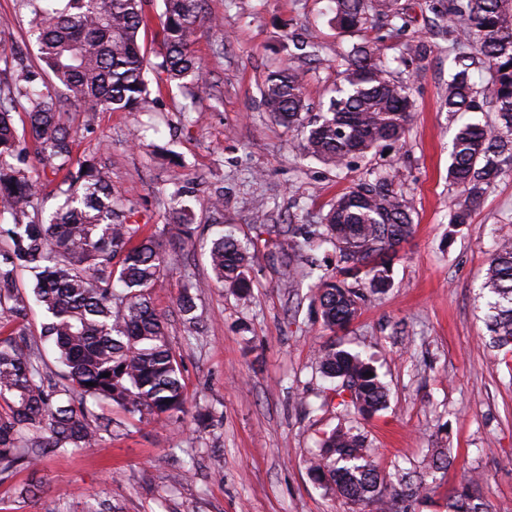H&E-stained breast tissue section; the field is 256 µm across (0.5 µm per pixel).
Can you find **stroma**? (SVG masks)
<instances>
[{
  "instance_id": "35a3bbf8",
  "label": "stroma",
  "mask_w": 512,
  "mask_h": 512,
  "mask_svg": "<svg viewBox=\"0 0 512 512\" xmlns=\"http://www.w3.org/2000/svg\"><path fill=\"white\" fill-rule=\"evenodd\" d=\"M412 24L340 32L329 0H207L220 19L203 27L195 51L207 91L162 90L151 110L77 112L61 121L76 132L78 154L112 162V187L136 209L146 232L165 230L168 269L153 294L186 387L188 414L161 425L111 406L123 424L98 447L44 459L0 482V512H349L307 462L324 432L359 424L376 464L389 473L424 470L439 450L451 464L429 477L414 512H446L449 491L481 476L490 512H512V354L485 344V271L497 233L512 234V172L496 179L469 223L453 226L448 183L456 127L441 108L448 43L431 40L421 61L399 65L414 108L404 144L343 170L303 156L302 134L276 124L260 103L268 72L287 62L292 31L320 45L306 76L312 107L328 102L352 43L381 40L397 57L406 37L423 36L425 0H397ZM395 172L412 206L414 229L392 264L391 285L364 301L359 317L333 334L320 317L303 267L285 274L269 254L280 231L320 223L336 196L374 171ZM182 191L196 213V246L174 233L171 196ZM222 197L221 210L210 201ZM257 243L248 297L213 283L207 261L219 225ZM195 287L201 322L187 330L176 301ZM370 359L390 391L386 410L367 420L346 412L314 357L329 342ZM191 471L178 483L177 473ZM38 483L37 496L20 488Z\"/></svg>"
}]
</instances>
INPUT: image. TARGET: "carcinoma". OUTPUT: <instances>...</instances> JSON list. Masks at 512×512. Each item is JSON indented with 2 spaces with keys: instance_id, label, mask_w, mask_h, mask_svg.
I'll return each instance as SVG.
<instances>
[{
  "instance_id": "obj_1",
  "label": "carcinoma",
  "mask_w": 512,
  "mask_h": 512,
  "mask_svg": "<svg viewBox=\"0 0 512 512\" xmlns=\"http://www.w3.org/2000/svg\"><path fill=\"white\" fill-rule=\"evenodd\" d=\"M147 0H16L15 17H28L39 65L22 54L0 85V211L10 215L9 244L0 249V315L19 318L17 271L32 276V292L47 321L41 344L63 366L47 370L39 348L28 347L20 327L0 341V482L49 455L93 447L123 422L97 414L88 402L117 406L129 414L169 422L185 412L187 398L180 367L152 292L167 269L162 245L132 220L135 208L112 191V168L99 155L74 159L75 139L59 112L68 101L81 112H141L153 104L149 62L140 31L148 26ZM333 22L344 33L388 25L403 32L406 13L393 0H334ZM434 25L458 52L448 76L442 108L448 113H495V121L460 125L452 139L448 181L457 190L450 223L467 224L498 175L512 170V0H429ZM217 19L205 0H164L162 60L154 69L178 87L185 80L205 89L195 55L197 34ZM427 44H403L401 60H422ZM488 71L482 85L471 82L469 65ZM341 83L327 107L311 112L305 71L291 64L269 73L260 89L264 110L282 126L303 129L302 151L336 168L383 145L406 140L413 109L410 84L393 77L375 42L354 43L343 55ZM23 112L36 153L44 166L62 175L63 203L47 217L38 184L20 159L13 113ZM17 159L11 164L9 160ZM385 173L364 179L336 197L322 224L288 229L278 244L288 269L303 260L318 267L314 252L331 244L339 255L338 275H320L321 317L331 330L346 328L365 301L364 290L389 285L397 248L413 233L410 201ZM180 243L194 247V212L174 211ZM250 244L219 231L209 247L214 281L242 295L250 293ZM492 347L512 346V236L502 235L491 255L484 284ZM319 373L339 379L359 416L388 405V389L358 352L334 343L321 347ZM373 376L368 377L366 373ZM310 471L355 512H411L423 498V475L394 481L378 470L366 437L352 425L320 440ZM472 478L448 495V512H488Z\"/></svg>"
}]
</instances>
